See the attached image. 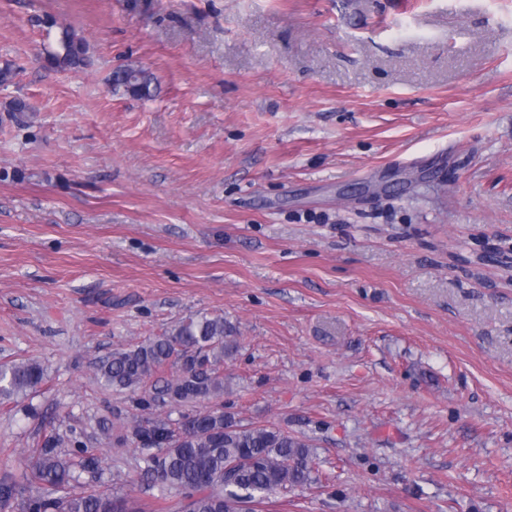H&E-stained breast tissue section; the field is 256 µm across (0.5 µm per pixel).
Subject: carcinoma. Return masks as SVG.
Returning a JSON list of instances; mask_svg holds the SVG:
<instances>
[{
    "label": "carcinoma",
    "instance_id": "obj_1",
    "mask_svg": "<svg viewBox=\"0 0 512 512\" xmlns=\"http://www.w3.org/2000/svg\"><path fill=\"white\" fill-rule=\"evenodd\" d=\"M46 60L53 68L77 71L87 63L86 41L64 27ZM111 83L115 91L152 96L153 77L143 68L117 69ZM232 332L222 316L190 317L163 336L114 350L96 367L103 386L135 392L164 365H175L176 374L144 393L143 405L211 403L182 416L175 428L165 420L135 419L119 437L148 450L141 474L160 489L162 512H256L279 492L312 482L315 451L307 440L275 426H243L219 402L220 368ZM44 377L37 361L0 364V400L30 395ZM69 444L56 432L47 434L18 472L1 478L0 512H146L124 483L100 490L81 482V473L100 470V457L79 444L67 457L60 449Z\"/></svg>",
    "mask_w": 512,
    "mask_h": 512
}]
</instances>
